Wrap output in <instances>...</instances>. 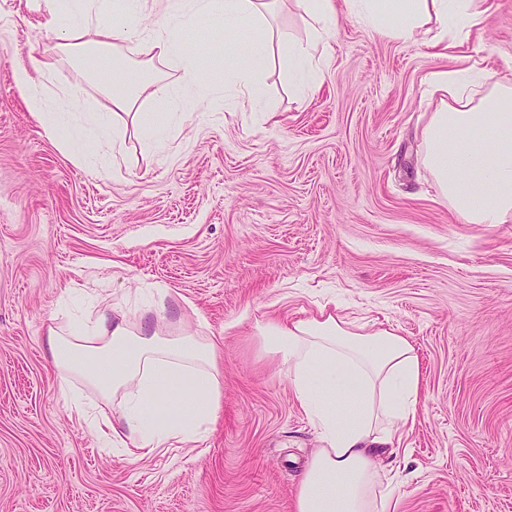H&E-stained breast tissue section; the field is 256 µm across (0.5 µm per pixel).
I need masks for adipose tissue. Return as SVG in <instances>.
Instances as JSON below:
<instances>
[{"instance_id":"ef3b65f1","label":"adipose tissue","mask_w":512,"mask_h":512,"mask_svg":"<svg viewBox=\"0 0 512 512\" xmlns=\"http://www.w3.org/2000/svg\"><path fill=\"white\" fill-rule=\"evenodd\" d=\"M482 0H296L312 20L307 43L274 39L269 32L265 0H192L190 14L166 12L155 23L162 38L146 36L132 26L96 25L107 0H36L45 26L56 31V50L81 49L74 64L80 79L106 82L114 107L134 109L150 98L152 112L139 116L147 147L170 135L180 111L206 93L196 58L187 56L178 39L166 37L190 19L221 14L225 24L242 26L255 36L249 49L224 53V84L245 98L248 111L261 107L255 77L271 60L287 63L288 82L299 100H307L323 82L316 52L332 35L339 11L392 39L428 48L470 36L484 21ZM93 49L83 50L87 34ZM139 56L142 71L120 80L111 74L117 43ZM180 70L168 82L149 72L154 59ZM472 63L453 64L432 72L434 89L445 91L421 132L423 162L438 197L468 224L512 222V80L490 82L489 92L474 97V76H488ZM51 70L41 59L22 69L18 87L47 135L69 129L68 147L79 163L89 158L81 143L89 136L119 137L105 115L79 124L69 107L50 106L41 90ZM166 290L143 308L138 322L111 317L107 309L79 323L69 334L47 326L45 343L62 389L71 375L82 376L117 415L91 413L72 397L71 413L92 430L103 447L135 459L160 448H194L204 441L223 410L220 371L214 342L187 332L171 334L161 327ZM258 332L285 370L294 397L319 433L314 452L295 491V512H393L390 491L379 488L375 456L393 447L401 428L415 422L421 394L420 360L414 345L391 329L361 331L336 309L320 307L316 316L283 321L269 319Z\"/></svg>"}]
</instances>
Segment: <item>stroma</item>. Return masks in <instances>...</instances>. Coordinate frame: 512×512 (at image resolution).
Here are the masks:
<instances>
[{
  "label": "stroma",
  "instance_id": "stroma-1",
  "mask_svg": "<svg viewBox=\"0 0 512 512\" xmlns=\"http://www.w3.org/2000/svg\"><path fill=\"white\" fill-rule=\"evenodd\" d=\"M488 6L452 52L481 50L512 76V0ZM176 36L205 61V46L247 32L213 16ZM55 43L34 0H0V512H293L320 442L255 328L317 314L332 294L420 357L416 422L376 456L395 512H512V223H462L421 163L444 60L342 14L308 100L278 61L258 79L264 111H243L215 67L219 100L199 98L150 150L136 114L153 102L114 109ZM34 57L121 130L88 138L95 166L29 112L15 74ZM155 288L184 328L217 340L223 411L200 447L136 460L73 421L44 331L98 295L135 315Z\"/></svg>",
  "mask_w": 512,
  "mask_h": 512
}]
</instances>
